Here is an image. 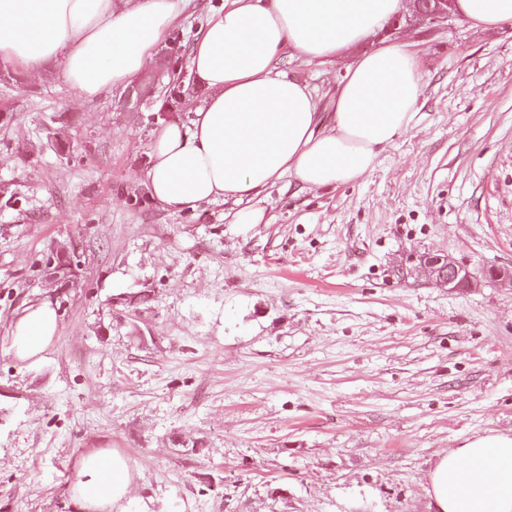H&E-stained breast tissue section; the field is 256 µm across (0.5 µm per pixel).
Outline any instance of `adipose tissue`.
I'll return each instance as SVG.
<instances>
[{
  "label": "adipose tissue",
  "instance_id": "1",
  "mask_svg": "<svg viewBox=\"0 0 512 512\" xmlns=\"http://www.w3.org/2000/svg\"><path fill=\"white\" fill-rule=\"evenodd\" d=\"M184 0H0V64L37 76L57 64L79 98L128 86L160 44ZM402 8L401 0H225L189 54L188 74L203 91L188 125L155 136L145 173L156 202L185 211L210 201L257 198L291 176L306 189L350 184L416 116L422 72L404 41L350 51ZM473 27L512 24V0H454ZM346 60L333 122L321 121L308 84L278 70L283 56ZM58 329L48 302L11 326L12 350L39 360ZM133 475L123 456L82 457L71 489L78 512H127ZM434 512H512V434L490 433L448 451L428 476Z\"/></svg>",
  "mask_w": 512,
  "mask_h": 512
}]
</instances>
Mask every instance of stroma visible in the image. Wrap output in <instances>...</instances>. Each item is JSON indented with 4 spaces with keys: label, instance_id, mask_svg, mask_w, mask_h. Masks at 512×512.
Masks as SVG:
<instances>
[{
    "label": "stroma",
    "instance_id": "35a3bbf8",
    "mask_svg": "<svg viewBox=\"0 0 512 512\" xmlns=\"http://www.w3.org/2000/svg\"><path fill=\"white\" fill-rule=\"evenodd\" d=\"M423 73L415 125L359 181L172 212L144 185L152 101L83 100L0 66V512H76L80 460L123 455L128 512H432L434 462L512 432V26L382 29ZM322 112L343 63L283 58ZM75 243L58 294L41 262ZM432 253L477 280L448 290ZM48 301L37 362L10 325Z\"/></svg>",
    "mask_w": 512,
    "mask_h": 512
}]
</instances>
